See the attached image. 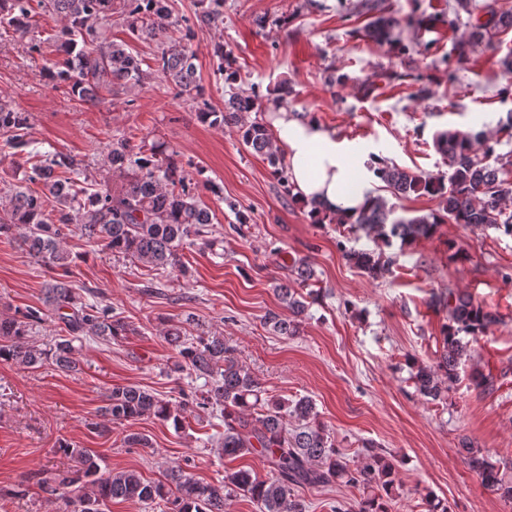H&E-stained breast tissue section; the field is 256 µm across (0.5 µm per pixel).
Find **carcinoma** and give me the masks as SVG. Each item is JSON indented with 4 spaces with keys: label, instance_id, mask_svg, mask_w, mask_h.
<instances>
[{
    "label": "carcinoma",
    "instance_id": "cac0c4a2",
    "mask_svg": "<svg viewBox=\"0 0 512 512\" xmlns=\"http://www.w3.org/2000/svg\"><path fill=\"white\" fill-rule=\"evenodd\" d=\"M42 11L56 17L54 33L47 37L59 59L44 68L43 76L64 85L80 99L94 103L118 85L143 88L151 75L160 73L173 81L179 94L197 100V118L204 124L234 127L243 144L263 157L272 175L291 193L288 167L274 148L270 127L261 122L245 123L244 115L260 111V94H245L233 88L238 80L235 59L215 43L214 54L224 83L230 87L224 110H215L196 79V56L179 40H171L154 56V69H143V59L130 45L106 36V26L118 21L136 40L167 37L181 27L173 15L170 0H38ZM195 23L199 27L224 28V0H198ZM31 0H0V25L22 35L33 30ZM401 21L378 16L369 23L371 37L391 36ZM512 29V13H491L473 26L471 38L482 41L500 30ZM0 136L12 155L29 165L26 180L40 185L33 190L12 184L3 192L0 208V238L17 243L50 271L70 269L78 255L65 242L79 235L86 243L101 246L112 255L141 263L151 270H169L183 277L189 267L183 260L186 246L213 249L211 210L203 203L199 187L221 194L216 184L195 181L184 169L180 154L163 145L147 148L134 145L127 137L112 140L103 151V166L112 171L107 183H91L82 163L61 153L41 151L30 137L29 117L10 103L0 100ZM498 136L450 128L439 132L436 150L448 158L453 169L449 181L424 176L378 159L376 174L393 193H411L439 199V207L411 217L395 215L394 206L378 196L367 200L354 215L327 212L310 204L316 224H348L351 228L382 241L390 247L398 239L405 244L429 237L440 224L486 225L512 235V177L506 167L512 160L496 153ZM346 257L369 277L378 279L389 272L395 259L367 250H351ZM292 279L275 288L280 310H270L264 324L273 332L293 336L309 308L299 292L317 282L313 266L300 262L291 269ZM449 323L442 331V353L435 367L418 364L412 375L416 391L437 401L447 384L457 379L458 366L469 356V344L460 333L481 336L498 317L473 301L465 292H448L443 301ZM288 314H283V311ZM55 323V337L48 345L33 341L35 330L46 320ZM133 331L131 325L112 315L101 300L80 298L67 281L52 277L44 284L42 306L30 307L18 316L0 317V361L28 369L47 363L77 372L80 361L74 342L93 339L112 342ZM176 350L172 371L204 379L200 393H181L172 404L135 384L117 385L107 391L100 416L121 424L153 416L170 422L176 430L196 410H215L224 422L219 450L230 460L259 453L266 459L271 477L262 479L248 469L224 474V480L208 483L196 480L181 467L170 468L163 481H150L133 470L101 471L98 458L86 448L67 444L62 450L74 462L71 472L39 480L40 490L59 501L64 512H107L114 500L145 505L170 504L166 512H224V498L240 494L256 502L259 512H306L296 494L303 486H326L341 482L361 490L359 499L345 512H388L387 503L396 485L394 459L362 443L365 463L352 464L335 447L324 424L319 421L313 400L302 396L289 403L266 395L260 380L235 356L222 336L188 337L179 329L164 332ZM296 426L288 429V419ZM466 464L482 483L512 500V485L498 477L496 467L478 448L466 449Z\"/></svg>",
    "mask_w": 512,
    "mask_h": 512
}]
</instances>
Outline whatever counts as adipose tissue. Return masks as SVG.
Listing matches in <instances>:
<instances>
[{
  "mask_svg": "<svg viewBox=\"0 0 512 512\" xmlns=\"http://www.w3.org/2000/svg\"><path fill=\"white\" fill-rule=\"evenodd\" d=\"M274 144L282 151L295 190L329 209H358L373 194L366 153L336 142L315 118H298L287 107L274 114Z\"/></svg>",
  "mask_w": 512,
  "mask_h": 512,
  "instance_id": "ef3b65f1",
  "label": "adipose tissue"
}]
</instances>
